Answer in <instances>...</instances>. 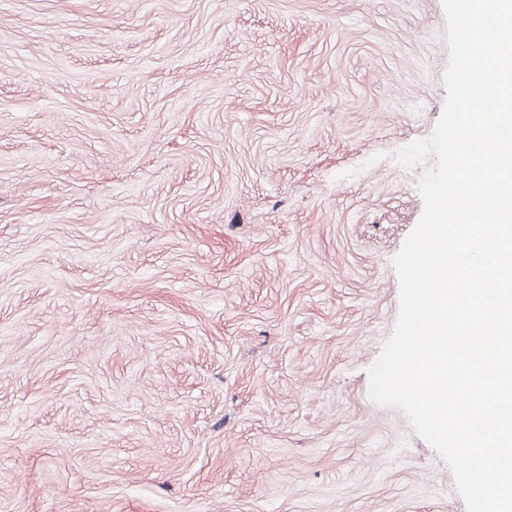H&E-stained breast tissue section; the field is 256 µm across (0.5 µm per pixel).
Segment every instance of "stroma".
<instances>
[{
    "label": "stroma",
    "mask_w": 512,
    "mask_h": 512,
    "mask_svg": "<svg viewBox=\"0 0 512 512\" xmlns=\"http://www.w3.org/2000/svg\"><path fill=\"white\" fill-rule=\"evenodd\" d=\"M442 0H0V512H466L368 370Z\"/></svg>",
    "instance_id": "stroma-1"
}]
</instances>
